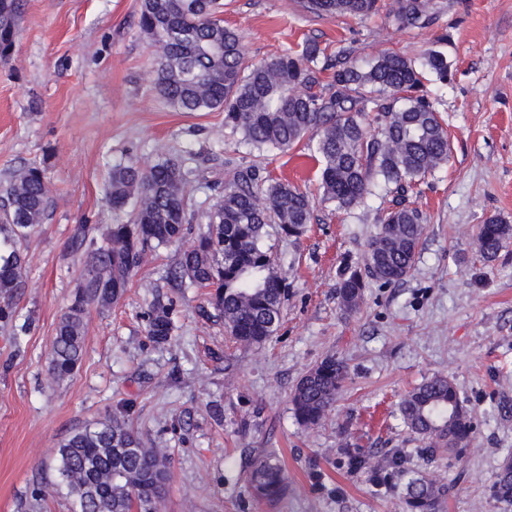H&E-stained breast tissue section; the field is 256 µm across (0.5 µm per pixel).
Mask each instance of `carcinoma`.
I'll use <instances>...</instances> for the list:
<instances>
[{
    "instance_id": "obj_1",
    "label": "carcinoma",
    "mask_w": 512,
    "mask_h": 512,
    "mask_svg": "<svg viewBox=\"0 0 512 512\" xmlns=\"http://www.w3.org/2000/svg\"><path fill=\"white\" fill-rule=\"evenodd\" d=\"M395 17L404 27L435 21L429 0H396ZM317 16L364 17L379 11V0H302ZM223 0H140L138 26L153 48L154 86L179 112H224V125L242 134L261 155L285 151L316 133L321 195L311 198L296 186L262 176L261 167L243 168L224 182V194L206 214L209 230L180 252L168 278L178 288H206L217 316L234 343L260 346L276 332L287 293L263 241L277 224L302 235L316 203L352 209L372 194L380 179L391 196L380 228L368 243V274L387 284L411 271L424 235V216L409 202L418 182L448 163V130L425 86L426 75L448 81L450 64L429 48L417 63L383 53L361 67L349 52L332 56L315 40L249 64L238 33L224 25ZM21 0H0V62L14 54ZM376 113L371 133L365 115ZM198 190L193 170L177 155L154 162L130 161L112 167L107 200L112 212L130 209L129 219L112 224L102 238L79 224L71 239L81 263L75 292L55 329L48 354L52 381L72 377L85 350L90 306L118 301L146 252L181 241L194 218ZM51 206L45 170L27 164L0 187V321L16 320L13 299L23 288L26 243ZM512 239V227L491 218L481 225L477 247L496 256ZM362 276H343L336 295L345 311L363 296ZM172 307L156 303L147 315V336L172 340ZM348 378L345 363L329 355L298 382L292 412L302 427L317 425L331 410ZM410 431L425 443L422 453L459 450L469 443L473 421L452 379L435 375L407 392L398 407ZM394 474L406 480L410 512H443L450 488L417 477L392 458ZM171 460L146 448L124 412L74 429L56 451V486L65 488L82 512H159L170 478ZM257 501L275 502L288 492L281 464L272 453L256 456L246 474ZM490 497L512 502V456L506 457Z\"/></svg>"
}]
</instances>
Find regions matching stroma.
<instances>
[{
	"label": "stroma",
	"instance_id": "obj_1",
	"mask_svg": "<svg viewBox=\"0 0 512 512\" xmlns=\"http://www.w3.org/2000/svg\"><path fill=\"white\" fill-rule=\"evenodd\" d=\"M139 3L25 0L13 58L0 63V182L36 163L52 199L28 242L18 321L0 323V512H75L55 485L54 450L120 407L148 446L171 457L161 512H408L404 483L380 488L348 464L352 454L397 450L408 469L452 484L447 512H512L488 492L512 455V242L491 261L476 246L487 219L512 225V0H431L436 20L426 28L401 26L395 0L364 19L318 17L299 0H224V23L251 62L309 39L363 65L392 51L417 61L436 44L451 64L447 82L427 83L451 153L411 198L426 223L409 276L366 279L350 312L336 298L342 274L365 269L389 205L383 185L354 210L317 208L300 236L271 226L265 245L288 294L275 335L253 348L232 343L206 289L172 288L167 272L206 232L225 179L257 157L223 112H178L160 98ZM166 155L186 158L198 181L191 234L148 252L118 303L91 307L79 370L50 382L48 351L81 270L69 250L75 226L115 222L104 199L114 164ZM264 166L317 194L319 166L307 150L275 153ZM159 300L175 303L165 345L144 320ZM329 355L349 378L325 418L301 427L292 393ZM437 374L453 379L475 432L459 452L430 457L397 404ZM263 449L288 478L273 503L254 500L245 484Z\"/></svg>",
	"mask_w": 512,
	"mask_h": 512
}]
</instances>
